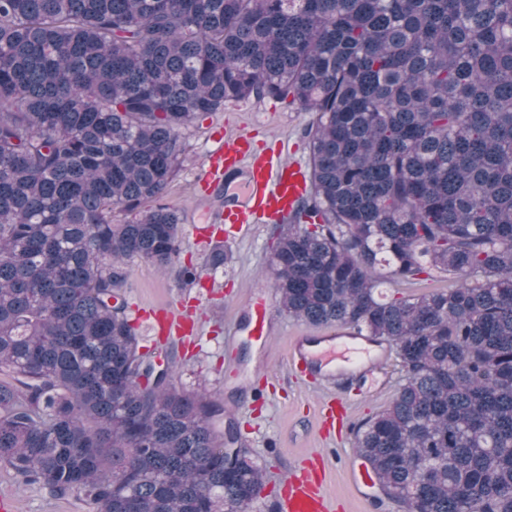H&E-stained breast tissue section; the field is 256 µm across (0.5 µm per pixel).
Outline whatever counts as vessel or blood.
<instances>
[{
  "label": "vessel or blood",
  "instance_id": "1",
  "mask_svg": "<svg viewBox=\"0 0 512 512\" xmlns=\"http://www.w3.org/2000/svg\"><path fill=\"white\" fill-rule=\"evenodd\" d=\"M246 169L248 177L242 186L241 206L225 211L223 221L231 231L243 225L288 217L307 189V176L301 163L287 161L281 149L258 154L252 149L248 135L225 137L210 155L207 170L197 185L209 190L222 183L225 175ZM268 307L263 297H256L250 306L247 336L256 344H264L268 334ZM139 319H153L160 336L190 337L194 331L191 315L176 314L165 309L140 311ZM379 362L368 349L344 341L342 334L297 336L288 350V369L293 375L318 374L334 381L337 372L357 369L363 372L377 368ZM279 512H332L320 475L305 469L290 470L277 503Z\"/></svg>",
  "mask_w": 512,
  "mask_h": 512
}]
</instances>
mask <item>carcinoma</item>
Returning a JSON list of instances; mask_svg holds the SVG:
<instances>
[{"label": "carcinoma", "mask_w": 512, "mask_h": 512, "mask_svg": "<svg viewBox=\"0 0 512 512\" xmlns=\"http://www.w3.org/2000/svg\"><path fill=\"white\" fill-rule=\"evenodd\" d=\"M250 98L314 115L279 307L404 372L356 453L408 512H512V0H0V463L96 512L260 496L119 289L179 255L183 130ZM449 285H451V283L446 279L423 277L422 280L418 281V283L413 285L411 288H406L405 286L384 285L383 288L379 289L382 291L384 298L389 299L391 297H398L401 295L428 293L437 288H448Z\"/></svg>", "instance_id": "1"}]
</instances>
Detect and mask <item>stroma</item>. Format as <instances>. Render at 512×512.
I'll return each instance as SVG.
<instances>
[{
	"instance_id": "stroma-1",
	"label": "stroma",
	"mask_w": 512,
	"mask_h": 512,
	"mask_svg": "<svg viewBox=\"0 0 512 512\" xmlns=\"http://www.w3.org/2000/svg\"><path fill=\"white\" fill-rule=\"evenodd\" d=\"M312 119V113L296 107L232 101L223 111L186 128L188 150L163 198L182 219L180 253L163 270L137 258L126 261L121 295L132 315L144 308L177 304L192 311L197 333L190 339L154 338L141 322L137 325L141 342L173 357L178 388L205 391L223 405L237 431L236 447L248 449L265 465L267 479L285 473L290 465L307 462L323 468L325 492L338 512H402L378 486H360L354 479L360 463L354 448L356 432L389 405L401 380L388 344L378 348L382 364L372 378L348 371L328 384L318 377L289 376L286 355L292 337L324 336L330 329L295 320L278 309L268 261L280 224L269 220L252 225L225 242L223 260H214V243L224 237L220 219L240 199L232 184L206 192L196 187L215 130L252 134L258 153L284 141L289 160L305 164L310 159L305 132ZM185 263L197 267L195 281L179 278V267ZM259 295L268 303V337L261 348L245 337L249 307ZM332 396L347 401L349 412L342 434L327 437L322 407ZM2 495L15 500L16 512H94L80 497L54 498L37 486L24 485L0 464Z\"/></svg>"
}]
</instances>
